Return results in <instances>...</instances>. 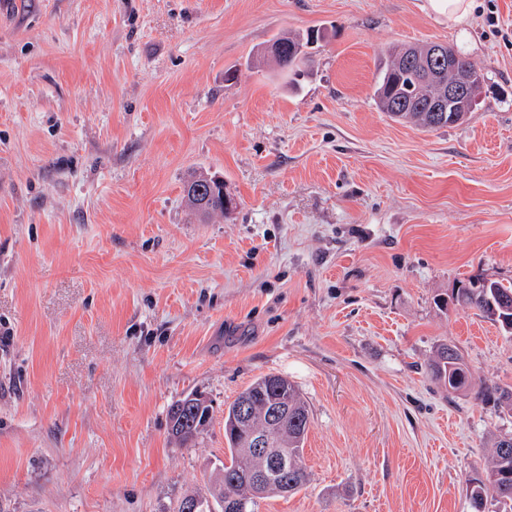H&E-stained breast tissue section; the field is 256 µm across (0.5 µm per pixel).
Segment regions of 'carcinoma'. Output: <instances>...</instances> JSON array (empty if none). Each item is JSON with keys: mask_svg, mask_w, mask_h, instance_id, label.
Wrapping results in <instances>:
<instances>
[{"mask_svg": "<svg viewBox=\"0 0 512 512\" xmlns=\"http://www.w3.org/2000/svg\"><path fill=\"white\" fill-rule=\"evenodd\" d=\"M407 47L391 50L389 61L381 71L374 90V99L379 109L396 121H410L425 129H440L461 124L467 113L447 109L445 112L431 111V105L439 95L438 86L415 76L409 68L402 65L400 57ZM448 52L462 69L474 72L476 80L485 83L482 69L475 66L463 53L454 47ZM201 188L204 194L218 189L211 179H195L184 187V199L193 205L190 195L192 189ZM477 297L467 294V289L459 288L453 294L457 305L472 309L477 315L494 323L489 300L495 301L507 297L512 300V283L505 285L499 281H479ZM431 374L444 385L448 392L456 393L475 388L472 374L458 348L443 345L437 349L436 359L429 365ZM478 394L496 395L497 403L512 411V389L479 388ZM285 405L288 414L279 422V432L272 437V447L281 448L288 458L297 463L286 471L275 473L265 486L260 498L273 496L285 497L302 490L309 482V473L303 462V450L310 423L309 408L299 390L287 378L279 375H265L256 378L224 410V439L228 447L229 462L216 476L209 479L206 492L192 491L182 497L177 512H186L189 506L197 507V512H227L226 503L230 498L245 502L246 512H255L254 501L255 473L267 464L261 456L246 453V444L250 437L265 429L267 415L273 406ZM213 414L211 402L201 396L188 395L176 401L169 409L171 436L182 447L195 444L199 435L209 425ZM508 481L512 486V447L505 450L502 440L494 443L491 454L482 471L469 480L470 500L479 503L475 512H512V493L502 495L496 486ZM493 510H488V506Z\"/></svg>", "mask_w": 512, "mask_h": 512, "instance_id": "carcinoma-1", "label": "carcinoma"}]
</instances>
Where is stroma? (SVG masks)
Listing matches in <instances>:
<instances>
[{
  "instance_id": "stroma-1",
  "label": "stroma",
  "mask_w": 512,
  "mask_h": 512,
  "mask_svg": "<svg viewBox=\"0 0 512 512\" xmlns=\"http://www.w3.org/2000/svg\"><path fill=\"white\" fill-rule=\"evenodd\" d=\"M313 27L290 83L261 51ZM459 33L429 0H0V512H173L266 374L309 406L310 480L257 512H472L512 413L428 365L512 388V335L449 302L512 282V0ZM427 42L486 75L434 131L373 97ZM200 175L233 207L192 212ZM193 188H202L204 191V196L208 195L210 190L212 191L213 194H215V192H216V198L218 201L214 203V205L212 206V208L210 210H205V211L201 212L204 215H209L210 213L217 212V211L224 212V207L228 208L233 203L232 202L233 199L227 193L224 192V189H223V193H222L224 205L219 202L220 189L216 185L215 180H211V178L209 180L207 178L195 179V180L188 181L187 184L185 185L184 199L186 200L187 204L190 207H192L193 209H195L197 211H199V210L197 208H195V205L193 204L192 200L190 199V195H191ZM214 189L217 191H215ZM431 374L448 386V393L475 388L472 374L458 348L443 345L437 349L436 359L429 365ZM212 414L211 402L201 395L191 394L176 401L169 409L171 436L181 447L195 444L209 425Z\"/></svg>"
}]
</instances>
